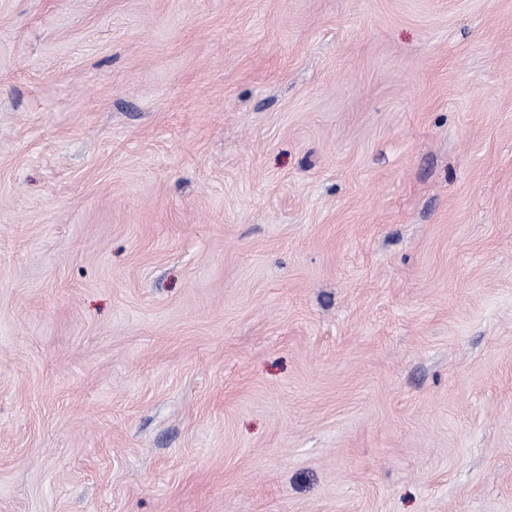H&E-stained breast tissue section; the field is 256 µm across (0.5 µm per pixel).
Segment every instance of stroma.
Wrapping results in <instances>:
<instances>
[{"label":"stroma","instance_id":"obj_1","mask_svg":"<svg viewBox=\"0 0 512 512\" xmlns=\"http://www.w3.org/2000/svg\"><path fill=\"white\" fill-rule=\"evenodd\" d=\"M0 512H512V0H0Z\"/></svg>","mask_w":512,"mask_h":512}]
</instances>
